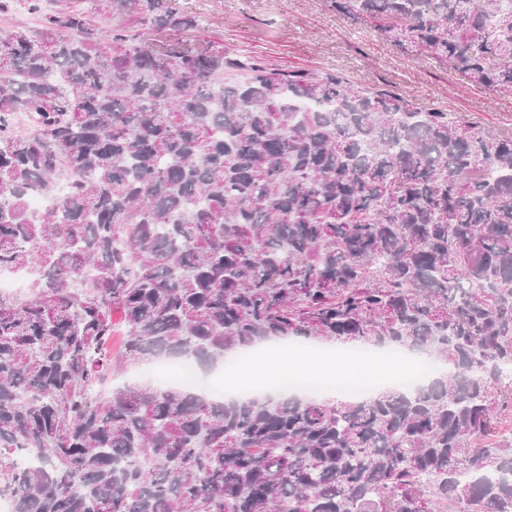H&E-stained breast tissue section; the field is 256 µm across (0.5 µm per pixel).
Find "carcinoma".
Listing matches in <instances>:
<instances>
[{
  "mask_svg": "<svg viewBox=\"0 0 512 512\" xmlns=\"http://www.w3.org/2000/svg\"><path fill=\"white\" fill-rule=\"evenodd\" d=\"M26 3L37 25L0 34V270L35 273L0 293L12 512H512V132L218 41L164 56L139 31L195 27L167 0ZM331 6L512 85L503 0ZM61 182L33 215L29 195ZM290 337L405 348L441 373L363 401L108 387Z\"/></svg>",
  "mask_w": 512,
  "mask_h": 512,
  "instance_id": "obj_1",
  "label": "carcinoma"
}]
</instances>
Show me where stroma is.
<instances>
[{"label": "stroma", "instance_id": "1", "mask_svg": "<svg viewBox=\"0 0 512 512\" xmlns=\"http://www.w3.org/2000/svg\"><path fill=\"white\" fill-rule=\"evenodd\" d=\"M196 18L188 31L142 32L145 46L165 41L197 47L209 40L248 54L279 70L341 73L354 84L387 89L423 105L480 124L484 131H512V86L487 93L449 72L433 57H418L378 38L371 26L355 25L329 0H170Z\"/></svg>", "mask_w": 512, "mask_h": 512}]
</instances>
